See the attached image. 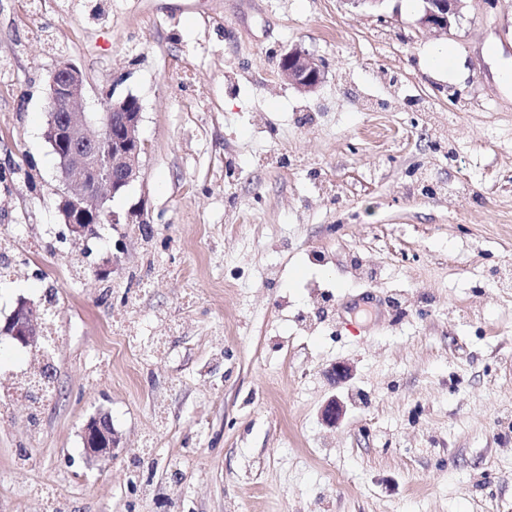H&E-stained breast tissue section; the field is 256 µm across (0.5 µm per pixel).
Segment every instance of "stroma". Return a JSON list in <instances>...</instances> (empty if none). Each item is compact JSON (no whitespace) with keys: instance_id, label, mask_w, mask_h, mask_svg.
<instances>
[{"instance_id":"35a3bbf8","label":"stroma","mask_w":512,"mask_h":512,"mask_svg":"<svg viewBox=\"0 0 512 512\" xmlns=\"http://www.w3.org/2000/svg\"><path fill=\"white\" fill-rule=\"evenodd\" d=\"M421 9L0 0V318L24 297L49 320L48 357L0 339V512H512V0L445 34ZM295 45L314 92L278 72ZM62 59L80 111L141 102L140 176L109 207L145 201L149 234L60 220ZM101 411L109 461L81 438ZM278 68L281 77L300 92H313L324 81L322 62L298 46L281 52ZM82 443L89 458L104 461L114 458L117 448H121V437L110 418L99 413L90 417L83 426Z\"/></svg>"}]
</instances>
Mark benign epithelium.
Listing matches in <instances>:
<instances>
[{
  "label": "benign epithelium",
  "mask_w": 512,
  "mask_h": 512,
  "mask_svg": "<svg viewBox=\"0 0 512 512\" xmlns=\"http://www.w3.org/2000/svg\"><path fill=\"white\" fill-rule=\"evenodd\" d=\"M465 0H423L416 20L418 29L448 33L450 18L461 13ZM281 77L300 92H312L324 81L322 62L295 46L283 51L278 63ZM82 72L71 62L61 61L52 71L47 89L48 122L45 138L59 158L64 191L57 209L70 236L86 240L94 234V225L145 224L144 208L131 207L125 216L111 211L108 201L124 193L140 175L144 145L138 128L142 120L140 100L128 94L108 109L91 117L77 111L84 93ZM38 355L44 353L43 312L27 299H19L15 309L0 326V336ZM353 368L336 362L327 371L335 385L347 382ZM345 414L344 404L329 399L321 410L322 422L333 427ZM82 443L91 459L108 460L115 456L121 437L105 414L90 417L82 429Z\"/></svg>",
  "instance_id": "7a95c632"
}]
</instances>
